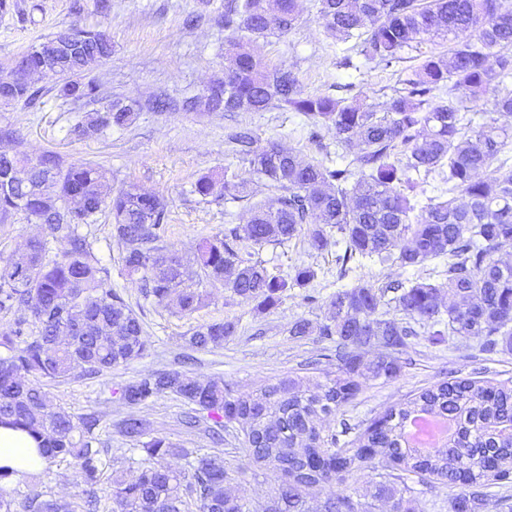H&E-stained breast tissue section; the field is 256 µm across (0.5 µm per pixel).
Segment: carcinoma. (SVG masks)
I'll return each instance as SVG.
<instances>
[{"label": "carcinoma", "instance_id": "cac0c4a2", "mask_svg": "<svg viewBox=\"0 0 512 512\" xmlns=\"http://www.w3.org/2000/svg\"><path fill=\"white\" fill-rule=\"evenodd\" d=\"M317 14L342 42L353 40L358 55L384 68L402 54L437 39L452 44L448 57L431 54L401 71L398 87L382 109L356 97L309 95L285 68H268L237 43L225 53L224 77L213 80L204 99L210 111L262 112L286 106L333 134L348 156L336 167L304 163L281 142L261 147L249 131L232 136L235 154L254 175L281 191L250 206V219L224 236L200 241L194 263L164 245L169 211L164 199L130 185L107 192V170L93 162L67 164L56 152L36 157L0 153V224L20 216L42 232L26 243L23 257L0 252V312L14 314L0 328V425L27 428L43 438L47 457L68 460L89 496L85 512H97L95 488L103 459L94 434L97 418L74 423L51 400L44 381H63L75 367L98 376L141 358L149 340L131 304L112 288L109 269L94 249L89 228L99 215L111 219V237L121 246L124 269L140 275L142 292L156 305H175L190 315L204 299L205 282H220L233 294L273 307L279 293L302 288L315 276L309 266L290 280L271 276L239 244H284L303 234L314 249L329 234L345 244L342 266L376 258L402 267L448 258V281H392L378 293L360 284L336 293L318 335L335 344L337 371H326L314 388L299 376L260 386L249 396L233 394L221 379H195L183 371L147 374L124 386L130 406L160 394L191 407L185 423L207 413L214 427L235 423L253 477L272 470L281 481L252 503L235 494L240 468L221 455L192 456L152 436L141 418L128 416L119 428L139 443L137 475L112 482L118 512H378V503L402 508L394 478L428 475L458 489L451 512H476L482 488L512 484V387L471 379L446 380L389 410L363 429L352 448L338 447L336 430L323 424L359 388V379L396 378V356L414 324L448 326L485 349L512 351V264L497 252L512 245V3L509 0H316ZM370 20L373 27L365 28ZM301 23L297 0H224V29L257 40L287 33ZM112 54L108 36L73 27L69 39L44 37L21 57L23 75L0 74V104L33 106L42 97L34 76L62 78L61 96L97 103L101 87L93 76ZM491 101L489 112L468 105ZM135 104L114 99L85 116L74 131L93 136L133 122ZM437 177L442 187L428 196L421 185ZM216 180L199 177L191 192L206 199ZM461 190L466 202L445 197ZM405 320L377 317L384 293ZM453 303L441 306L443 293ZM236 324L196 327L189 347L213 349L234 335ZM386 353L367 363L366 346ZM420 416L448 423L446 443L411 447L407 427ZM169 457L185 461L177 467ZM377 477L371 500L339 496L333 483L365 472ZM27 512H72L71 505L36 493Z\"/></svg>", "mask_w": 512, "mask_h": 512}]
</instances>
